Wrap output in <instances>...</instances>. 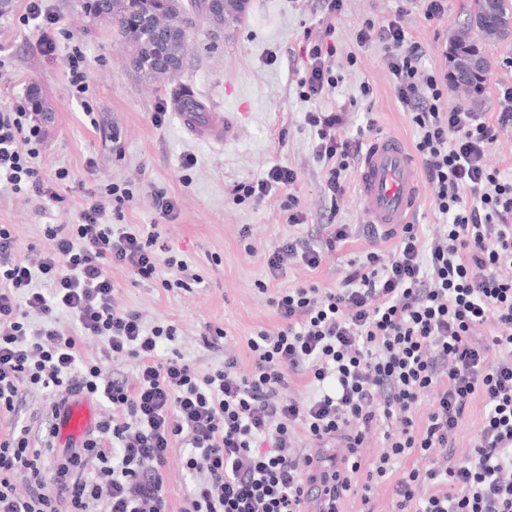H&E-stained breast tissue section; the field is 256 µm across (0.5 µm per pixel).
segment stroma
<instances>
[{
	"label": "stroma",
	"instance_id": "35a3bbf8",
	"mask_svg": "<svg viewBox=\"0 0 512 512\" xmlns=\"http://www.w3.org/2000/svg\"><path fill=\"white\" fill-rule=\"evenodd\" d=\"M469 4L445 0L437 21H427L418 8L404 16L405 30L427 52V70H447L445 48L466 25ZM398 6V0H345L343 12L332 18L323 0H247L239 21L221 28L194 16L180 74L153 82L130 65L109 29L81 12L78 0H43L62 30L55 59H47L39 51V28L22 22L26 0H13L11 12L0 17V110L26 100L29 89L39 91L52 112L44 146L31 163L49 175L60 168L70 173L57 202L0 185V224L13 229L15 257L35 264L48 246L45 225L76 223L86 204L80 185L85 163L94 160L96 185L112 212L114 230L158 223L169 247L199 277L188 288L168 291L160 281L139 283L126 269L108 267L117 306L140 312L148 325L176 327L175 341L159 350L162 358H180L200 376L231 360L238 375H249L255 363L249 339L281 324L271 298L297 283L323 292L339 288L350 261L370 248L362 233L366 218L356 172L347 171L344 196L325 194V163L314 153L315 132L305 120L307 112L344 111L347 136L366 143L380 133L399 135L411 146L418 140L417 128L396 98L382 48H361L356 42L364 22L390 20ZM327 27L337 49L333 73L338 82L321 99L310 101L300 85L306 66L302 49ZM76 48L87 60L86 91L77 99L66 91L67 58ZM485 53L489 66L481 94L469 100L449 88L444 109L465 100L475 111H497L500 89L512 86V40H488ZM184 89L224 113L237 138L221 147L190 138L174 105ZM161 110L166 117L159 123L154 115ZM187 156L194 159L188 167L183 164ZM277 164L298 174L304 223L289 224L281 191L259 203L232 198L234 188L264 177ZM111 185L128 192V199L119 202L107 195ZM155 192L176 199V219L167 221L154 212ZM328 224L351 225L352 238L324 252L317 268L295 262L283 278L271 277L264 263L271 246L289 237L322 239ZM217 329L223 337L210 340ZM79 350L83 364L134 380L135 363L105 358L102 340L82 338ZM187 453L182 441H174L162 470L171 512H178L191 486L184 466Z\"/></svg>",
	"mask_w": 512,
	"mask_h": 512
}]
</instances>
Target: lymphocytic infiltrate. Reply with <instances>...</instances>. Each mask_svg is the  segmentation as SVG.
Listing matches in <instances>:
<instances>
[{
  "instance_id": "lymphocytic-infiltrate-1",
  "label": "lymphocytic infiltrate",
  "mask_w": 512,
  "mask_h": 512,
  "mask_svg": "<svg viewBox=\"0 0 512 512\" xmlns=\"http://www.w3.org/2000/svg\"><path fill=\"white\" fill-rule=\"evenodd\" d=\"M356 42L384 51L396 97L419 129L415 149L448 221L445 232L427 239L414 224L396 231L366 225L373 248L351 262L340 288L298 285L273 298L283 324L250 339L251 376L227 367L200 377L159 357L160 340L173 339L175 327L148 328L138 312L118 309L104 271L112 263L151 281L164 266L173 272L164 288L184 287L188 265L171 255L158 227L114 231L110 212L93 199L77 223L45 226L49 246L32 269L15 260L12 232L1 224L0 411L15 413L24 391L42 389L52 422L42 444L15 421L0 436V512H168L161 470L177 438L190 449L186 468L201 476L179 512H306L313 499L318 512H340L373 430L382 431L385 449L369 476L385 477L416 454L429 460L396 480L398 512H512V176L485 163L500 134L512 130V87L501 92L494 115L463 102L446 110L447 76L424 68L426 52L400 19L363 24ZM304 53V96L321 98L336 83V47L322 37ZM306 121L327 164L324 191L343 196L345 173L363 144L344 137V112L315 110ZM43 138L41 120L25 105L0 111V184L55 201L67 171L48 179L29 163ZM297 179L274 166L242 192L259 201L286 190L288 222L300 224ZM467 193L474 204L464 203ZM352 233L333 224L323 243H277L266 267L275 278L293 261L318 267L324 250ZM387 240L392 249H382ZM23 309L39 315L37 328L20 321ZM61 312L72 316L73 332L60 328ZM490 321L495 333L477 339V327ZM82 336L101 337L107 356L133 359L136 383L97 365L80 368ZM293 375L308 376V402L281 396ZM428 390L435 397L420 426L415 413ZM86 394L106 398L112 416L78 446L54 453L55 417ZM477 398L480 427L469 452L455 455V435ZM299 430L316 452L295 450ZM335 443L346 450L341 462L315 470Z\"/></svg>"
}]
</instances>
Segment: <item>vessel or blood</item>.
Segmentation results:
<instances>
[{
	"instance_id": "b4317fda",
	"label": "vessel or blood",
	"mask_w": 512,
	"mask_h": 512,
	"mask_svg": "<svg viewBox=\"0 0 512 512\" xmlns=\"http://www.w3.org/2000/svg\"><path fill=\"white\" fill-rule=\"evenodd\" d=\"M195 96L183 94L176 101L186 132L211 144L224 143L230 134L220 112H194ZM421 193L418 167L406 142L398 136L382 134L374 138L358 165V195L368 223L384 230L412 223ZM96 426V409L85 398L73 399L58 422L61 445L79 443Z\"/></svg>"
}]
</instances>
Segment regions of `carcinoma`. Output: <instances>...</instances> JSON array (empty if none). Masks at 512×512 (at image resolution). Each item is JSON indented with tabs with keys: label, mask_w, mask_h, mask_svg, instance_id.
<instances>
[{
	"label": "carcinoma",
	"mask_w": 512,
	"mask_h": 512,
	"mask_svg": "<svg viewBox=\"0 0 512 512\" xmlns=\"http://www.w3.org/2000/svg\"><path fill=\"white\" fill-rule=\"evenodd\" d=\"M215 11L207 0H190V7L218 24L234 21L241 11L238 0H216ZM79 7L90 20L114 30L132 66L148 78L176 77L183 64L189 32L181 0H79ZM512 20V0H471L469 22L472 34L448 44V58H463L473 63L457 78V86L470 92L482 90L487 72L484 40L505 41L512 36H492L486 23L502 18Z\"/></svg>",
	"instance_id": "1"
}]
</instances>
